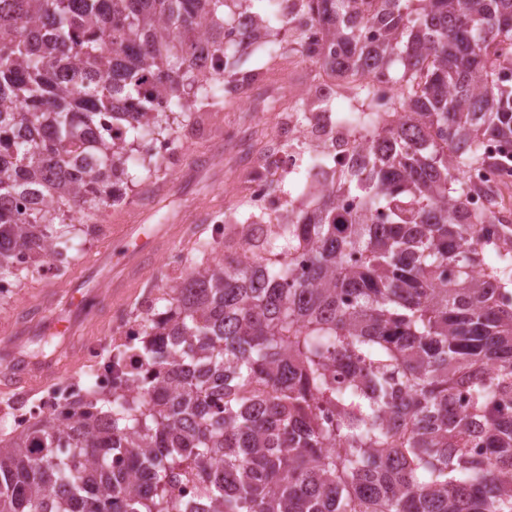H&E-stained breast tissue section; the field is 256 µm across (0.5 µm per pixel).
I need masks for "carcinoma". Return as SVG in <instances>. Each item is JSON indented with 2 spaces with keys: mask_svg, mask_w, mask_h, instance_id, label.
Segmentation results:
<instances>
[{
  "mask_svg": "<svg viewBox=\"0 0 512 512\" xmlns=\"http://www.w3.org/2000/svg\"><path fill=\"white\" fill-rule=\"evenodd\" d=\"M227 6L0 0V283L65 276L81 249L62 216L96 234L122 178L167 171L128 148L164 134V113L189 126L253 90ZM300 11L296 52L368 94L369 77L398 84L402 121L288 215L280 248L252 237L147 300L140 337L103 354L112 392L1 439L0 512H512V219L466 179L512 171L484 148L512 143V0ZM203 31L220 69L198 65Z\"/></svg>",
  "mask_w": 512,
  "mask_h": 512,
  "instance_id": "carcinoma-1",
  "label": "carcinoma"
}]
</instances>
